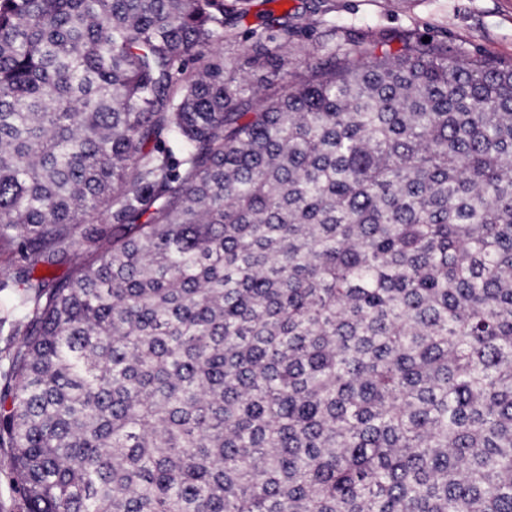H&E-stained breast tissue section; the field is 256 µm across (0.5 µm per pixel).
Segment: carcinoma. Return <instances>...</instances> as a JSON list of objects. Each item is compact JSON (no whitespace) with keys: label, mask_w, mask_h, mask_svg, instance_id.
<instances>
[{"label":"carcinoma","mask_w":512,"mask_h":512,"mask_svg":"<svg viewBox=\"0 0 512 512\" xmlns=\"http://www.w3.org/2000/svg\"><path fill=\"white\" fill-rule=\"evenodd\" d=\"M248 3L0 0L26 512H512V63L263 96L213 48Z\"/></svg>","instance_id":"cac0c4a2"}]
</instances>
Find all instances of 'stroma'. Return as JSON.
Masks as SVG:
<instances>
[{
    "label": "stroma",
    "mask_w": 512,
    "mask_h": 512,
    "mask_svg": "<svg viewBox=\"0 0 512 512\" xmlns=\"http://www.w3.org/2000/svg\"><path fill=\"white\" fill-rule=\"evenodd\" d=\"M270 15L287 16L297 30L278 74L253 64L247 36L220 45L230 72L263 94L299 82L308 66L330 60L346 30H390L393 52L419 33L493 63L512 61V0H253L244 25L262 28Z\"/></svg>",
    "instance_id": "stroma-1"
}]
</instances>
